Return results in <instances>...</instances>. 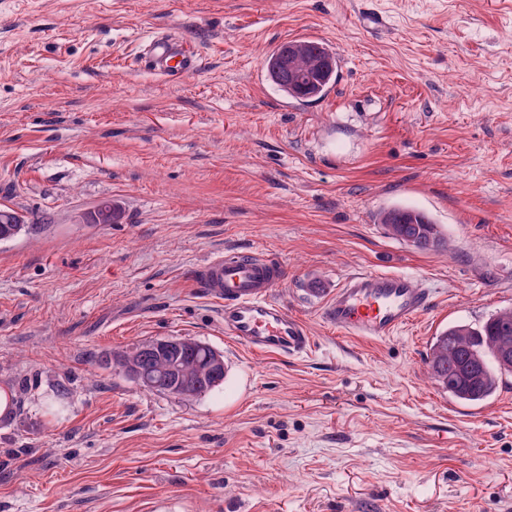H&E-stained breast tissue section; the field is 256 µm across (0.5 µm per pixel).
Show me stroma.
I'll return each instance as SVG.
<instances>
[{
  "instance_id": "1",
  "label": "stroma",
  "mask_w": 512,
  "mask_h": 512,
  "mask_svg": "<svg viewBox=\"0 0 512 512\" xmlns=\"http://www.w3.org/2000/svg\"><path fill=\"white\" fill-rule=\"evenodd\" d=\"M370 2L386 30L361 0H0V208L28 223L0 243V512H512V376L469 406L425 364L512 308V0ZM158 33L193 73L149 66ZM304 34L342 61L311 102L266 73ZM397 205L445 248L388 235ZM228 250L285 266L306 355L225 336L197 270ZM358 271L431 306L337 335L323 306ZM171 336L220 351L223 386L182 401L99 364ZM147 54L157 73L173 78L193 72L198 65L196 55L183 41L164 34L149 43ZM379 221L385 224L388 231L390 226H399L401 236H415L420 251H436L444 244L438 225L423 211L395 206L382 211Z\"/></svg>"
}]
</instances>
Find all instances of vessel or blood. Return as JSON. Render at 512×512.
Returning a JSON list of instances; mask_svg holds the SVG:
<instances>
[{"mask_svg":"<svg viewBox=\"0 0 512 512\" xmlns=\"http://www.w3.org/2000/svg\"><path fill=\"white\" fill-rule=\"evenodd\" d=\"M153 69L173 78L193 72L194 52L176 38L159 35L148 45ZM277 260L256 252L209 258L198 279L206 294L224 307V333L260 353L297 355L312 348L305 323L272 296L285 279ZM431 304L428 288L405 273L361 271L336 288L323 315L340 334L386 340L422 316Z\"/></svg>","mask_w":512,"mask_h":512,"instance_id":"b4317fda","label":"vessel or blood"}]
</instances>
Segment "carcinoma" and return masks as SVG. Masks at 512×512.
Wrapping results in <instances>:
<instances>
[{
    "mask_svg": "<svg viewBox=\"0 0 512 512\" xmlns=\"http://www.w3.org/2000/svg\"><path fill=\"white\" fill-rule=\"evenodd\" d=\"M273 83L288 96L316 99L323 96L336 80V63L331 50L323 43L302 41L294 46L286 67L268 63ZM380 223L387 227L399 224V233L416 237L418 250L436 251L444 244L438 225L425 212L395 206L379 214ZM142 342L119 352L105 355L100 365L124 373L131 361L148 368L151 384L142 389L181 398L186 393L200 397L224 383V375L208 368L212 347L201 341L177 343L168 354L158 356L143 351ZM503 350L512 351V309H503L478 325L459 323L448 326L432 338L427 356L428 376L451 398L468 404H480L492 397L499 382L511 370L501 368L497 356ZM176 362V371L169 370Z\"/></svg>",
    "mask_w": 512,
    "mask_h": 512,
    "instance_id": "obj_1",
    "label": "carcinoma"
}]
</instances>
